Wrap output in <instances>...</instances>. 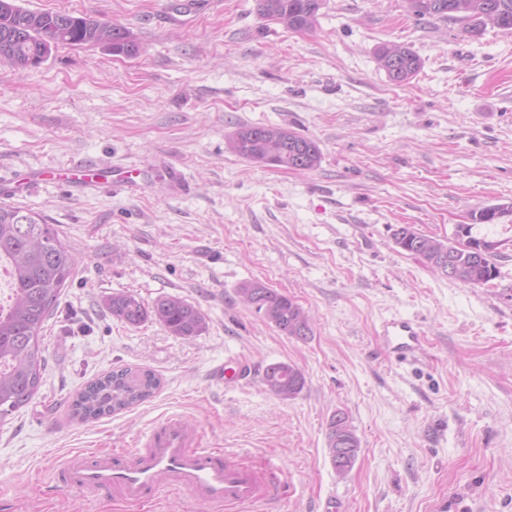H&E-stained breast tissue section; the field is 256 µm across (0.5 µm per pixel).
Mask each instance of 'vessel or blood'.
I'll return each mask as SVG.
<instances>
[{
	"mask_svg": "<svg viewBox=\"0 0 512 512\" xmlns=\"http://www.w3.org/2000/svg\"><path fill=\"white\" fill-rule=\"evenodd\" d=\"M66 180L72 190L97 186L94 164L70 167ZM390 353L403 360L418 351L425 333L415 322L387 321L382 330ZM195 426L179 418L158 423L145 449L113 453H77L60 467L63 488L86 495L119 491L129 503L154 500L159 494L186 490L205 505L223 506L226 512L278 495L277 485L263 468L232 459L219 450H204Z\"/></svg>",
	"mask_w": 512,
	"mask_h": 512,
	"instance_id": "b4317fda",
	"label": "vessel or blood"
}]
</instances>
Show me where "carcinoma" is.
Wrapping results in <instances>:
<instances>
[{
    "instance_id": "cac0c4a2",
    "label": "carcinoma",
    "mask_w": 512,
    "mask_h": 512,
    "mask_svg": "<svg viewBox=\"0 0 512 512\" xmlns=\"http://www.w3.org/2000/svg\"><path fill=\"white\" fill-rule=\"evenodd\" d=\"M324 0H257L261 19L279 23L295 32L312 30ZM416 20H451L462 24L461 34L481 35L487 27L512 31V0H408ZM114 55L135 56L139 45L122 24L95 19L66 10H30L15 0H0V62L14 68H37L60 45L99 44ZM379 67L390 82H409L420 70L419 56L407 45L383 44L376 52ZM239 157L263 166L312 171L319 167L322 153L312 139L283 125H247L238 128L228 142ZM512 212V205L499 204L472 211L470 224L456 226L452 237L425 235L406 224L394 233L402 250L421 257L435 268L449 262L450 281L469 287L484 286L497 277V252L493 241L473 236L475 224H492ZM0 261L7 263L11 276L8 308L0 311V416L30 403L37 395L47 358L42 331L58 296L73 276L76 257L60 239L53 225L39 214L20 206L0 204ZM241 302L263 314L283 335L306 341L313 335L308 313L287 295L261 282L238 288ZM112 315L130 326L153 319L173 336L191 338L206 329V316L196 306L176 295L158 298L145 305L128 292L112 294L108 301ZM264 383L282 399L298 396L306 383L296 366L276 362L267 366ZM161 381L148 369L122 368L89 382L72 403L73 417L85 421L110 416L151 397ZM345 435L352 443V455L343 464L330 459L344 476L353 468L360 441L348 417L331 415L327 425V447Z\"/></svg>"
}]
</instances>
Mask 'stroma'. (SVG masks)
Segmentation results:
<instances>
[{
  "instance_id": "1",
  "label": "stroma",
  "mask_w": 512,
  "mask_h": 512,
  "mask_svg": "<svg viewBox=\"0 0 512 512\" xmlns=\"http://www.w3.org/2000/svg\"><path fill=\"white\" fill-rule=\"evenodd\" d=\"M121 23L133 57L61 46L35 69L0 65V184L84 162L136 176L138 191L74 196L47 178L7 203L40 213L76 256L42 332L38 394L0 419V512H219L188 493L149 505L87 499L55 481L75 453L133 450L178 415L201 445L271 465L279 496L240 512H512V215L475 227L499 244L497 277L470 288L400 249L404 224L438 238L474 208L512 204V33L477 38L416 20L407 0H325L309 32L266 22L256 0L220 12L183 0H16ZM397 42L422 67L393 85L375 51ZM316 141L312 171L250 163L226 148L243 125ZM184 190L167 182L169 167ZM259 281L313 320L308 341L245 308ZM179 295L206 315L196 337L132 327L107 300ZM417 320L423 350L389 356L380 327ZM247 362L227 384L226 364ZM301 369L283 400L269 364ZM140 367L162 381L146 402L98 420L71 416L102 374ZM343 411L360 440L333 469L327 423ZM264 383L274 395L282 399H293L302 392L306 380L298 367L276 362L267 366Z\"/></svg>"
}]
</instances>
